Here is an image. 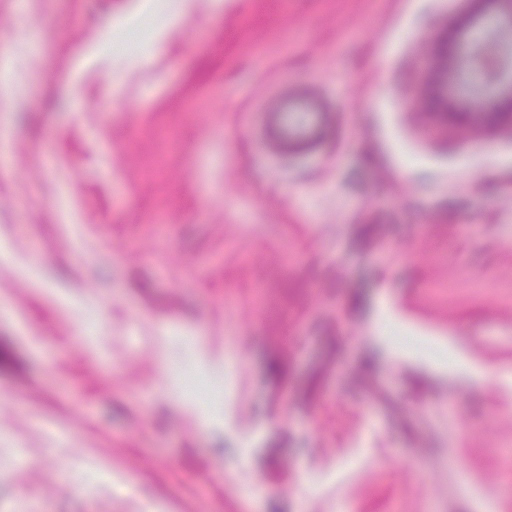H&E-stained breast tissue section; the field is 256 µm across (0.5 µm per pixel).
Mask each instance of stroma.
<instances>
[{"label": "stroma", "instance_id": "stroma-1", "mask_svg": "<svg viewBox=\"0 0 512 512\" xmlns=\"http://www.w3.org/2000/svg\"><path fill=\"white\" fill-rule=\"evenodd\" d=\"M488 14L0 0V512H512V134L421 103ZM428 37L435 43L437 58V71L429 90L428 101L432 108L443 111L437 113L448 116L445 112L448 110V38L441 33H429ZM321 118V113L311 111L301 102L288 101V96L283 97L274 113L271 135L280 143L303 142L309 137L314 122Z\"/></svg>", "mask_w": 512, "mask_h": 512}]
</instances>
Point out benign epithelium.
Returning a JSON list of instances; mask_svg holds the SVG:
<instances>
[{
  "mask_svg": "<svg viewBox=\"0 0 512 512\" xmlns=\"http://www.w3.org/2000/svg\"><path fill=\"white\" fill-rule=\"evenodd\" d=\"M512 31V12L508 18H492L484 29L468 38L456 59L458 94L473 101L488 98L500 86L512 87V43L503 34ZM434 41L437 71L428 94L432 108L448 110V38L441 33H430Z\"/></svg>",
  "mask_w": 512,
  "mask_h": 512,
  "instance_id": "benign-epithelium-1",
  "label": "benign epithelium"
}]
</instances>
